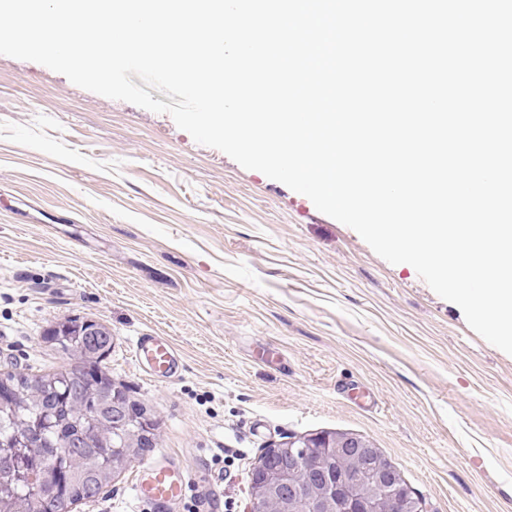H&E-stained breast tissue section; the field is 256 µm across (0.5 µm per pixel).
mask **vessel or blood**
I'll use <instances>...</instances> for the list:
<instances>
[{"label":"vessel or blood","mask_w":512,"mask_h":512,"mask_svg":"<svg viewBox=\"0 0 512 512\" xmlns=\"http://www.w3.org/2000/svg\"><path fill=\"white\" fill-rule=\"evenodd\" d=\"M132 356L142 372L151 377L170 378L179 371V358L173 343L164 336L144 333L132 345ZM189 484L183 470L168 457H160L141 469L134 484L138 499L167 512L171 504L182 503Z\"/></svg>","instance_id":"1"}]
</instances>
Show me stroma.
Returning a JSON list of instances; mask_svg holds the SVG:
<instances>
[{"mask_svg": "<svg viewBox=\"0 0 512 512\" xmlns=\"http://www.w3.org/2000/svg\"><path fill=\"white\" fill-rule=\"evenodd\" d=\"M70 319L110 329L106 370L158 425L144 462L237 512L266 449L321 431L380 448L426 512H512V355L460 307L169 114L0 55V373L63 366L42 337ZM144 332L176 377L139 370ZM136 471L74 512H142ZM132 356L142 372L151 377H174L179 371V358L173 343L156 333L136 336Z\"/></svg>", "mask_w": 512, "mask_h": 512, "instance_id": "obj_1", "label": "stroma"}]
</instances>
